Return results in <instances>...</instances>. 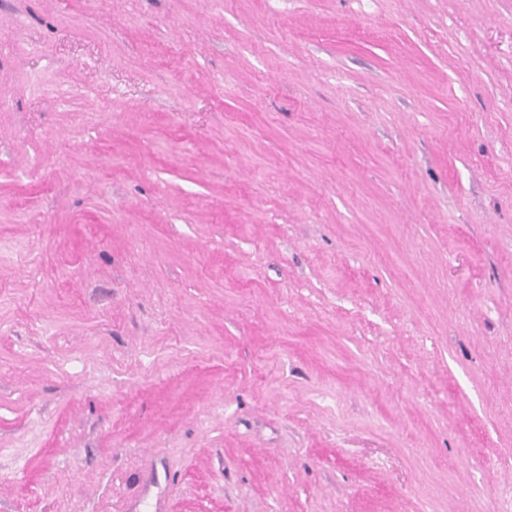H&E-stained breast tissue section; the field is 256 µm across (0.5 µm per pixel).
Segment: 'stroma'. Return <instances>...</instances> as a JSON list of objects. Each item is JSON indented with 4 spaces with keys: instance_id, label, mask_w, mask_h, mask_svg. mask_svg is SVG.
Masks as SVG:
<instances>
[{
    "instance_id": "obj_1",
    "label": "stroma",
    "mask_w": 512,
    "mask_h": 512,
    "mask_svg": "<svg viewBox=\"0 0 512 512\" xmlns=\"http://www.w3.org/2000/svg\"><path fill=\"white\" fill-rule=\"evenodd\" d=\"M0 512H512V0H0Z\"/></svg>"
}]
</instances>
